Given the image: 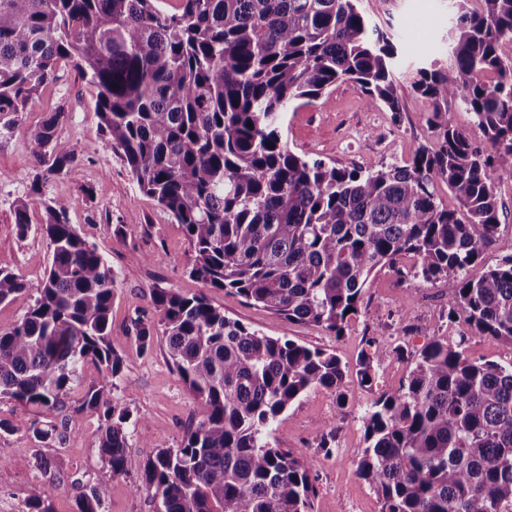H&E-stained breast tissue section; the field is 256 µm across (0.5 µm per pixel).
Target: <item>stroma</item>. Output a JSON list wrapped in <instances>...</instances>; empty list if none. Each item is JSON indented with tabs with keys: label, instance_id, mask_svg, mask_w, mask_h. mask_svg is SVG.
<instances>
[{
	"label": "stroma",
	"instance_id": "obj_1",
	"mask_svg": "<svg viewBox=\"0 0 512 512\" xmlns=\"http://www.w3.org/2000/svg\"><path fill=\"white\" fill-rule=\"evenodd\" d=\"M359 8L397 49L392 78L400 114L385 107H369L358 84L339 82L322 98L285 112L284 139L295 154L319 159L339 168L377 169L411 160L416 149L432 139L427 123L429 105L413 88L420 68L449 66V33L459 16V0H359ZM63 112L61 138L77 142L80 156L65 174L43 179L41 192L29 188L38 166L28 149L32 130L54 112ZM95 99L82 76L61 68L30 104L22 123L0 141V267L24 276L32 285L16 300L0 305V330L19 324L51 261L48 240L38 230L43 201L68 198L70 218L78 232L104 255L116 278L112 304L113 349L123 368L112 401L128 409L129 475H112L98 452L100 421L84 413L70 423L62 440L40 443L28 437L30 409L0 398V418L11 420L15 434L0 437V512H24L29 487L44 484L53 512H77V500L86 489L97 488L105 512H155L151 494L135 492L143 463L155 453L151 443L164 439L177 447L189 424L199 422L204 410L194 400L170 360L163 336H155L145 354H137L132 321L139 316L157 319L151 290L160 286L191 295L206 292L226 316L269 336L285 335L309 348L335 352L343 365L355 368L364 341L381 342L374 353L378 378L372 388L361 387L356 376L344 385L348 404L337 409L336 397L324 389L303 394L283 413L270 436L273 447L304 455L317 486L312 512H381V504L359 475L358 462L366 446L361 415L379 396L398 390L409 359L418 354L429 335L447 336L453 305L446 288L404 278L383 267L364 288L363 304L350 318L342 337L306 324H289L245 299L217 289H203L186 273L193 252L180 225L144 195L120 157L97 131ZM92 197H85L84 188ZM29 199L34 223L19 236L14 209ZM403 347L397 358L395 347ZM342 414L336 452L328 456L316 447L323 424Z\"/></svg>",
	"mask_w": 512,
	"mask_h": 512
}]
</instances>
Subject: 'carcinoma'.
<instances>
[{"label":"carcinoma","instance_id":"obj_1","mask_svg":"<svg viewBox=\"0 0 512 512\" xmlns=\"http://www.w3.org/2000/svg\"><path fill=\"white\" fill-rule=\"evenodd\" d=\"M0 0V139L21 123L61 66L96 92L98 128L139 189L181 225L194 259L189 277L244 298L289 324L344 334L372 272L412 263L404 275L453 296L457 335L435 336L415 356L407 383L372 401L362 418L359 463L381 512H512V359L472 360V336L512 343V255L471 270L498 235L497 184L512 180V0H463L450 33L454 63L422 68L414 89L431 106V145L403 165L343 169L305 159L283 142L281 116L338 81L358 83L369 105L400 112L391 77L395 47L357 0ZM460 103L487 146L448 125ZM56 112L28 148L42 173H66L77 143L57 135ZM442 180L459 201L435 193ZM48 272L23 320L0 331V397L34 412L28 431L55 439L65 398L91 363L98 378L73 414L101 422L98 450L112 475L128 473L125 408L110 394L122 358L112 349L115 276L70 223L72 201L43 202ZM31 229L29 201L14 211ZM32 285L0 269V304ZM159 319L133 322L137 354L154 335L205 409L176 448L154 443L136 490L157 512H311L317 494L302 457L275 448L273 424L305 392L323 388L346 405V371L333 352L267 336L224 315L202 292L155 287ZM356 375L373 385L372 354ZM340 417L317 448L335 449ZM32 485L27 512H51ZM77 512H102L100 493Z\"/></svg>","mask_w":512,"mask_h":512}]
</instances>
